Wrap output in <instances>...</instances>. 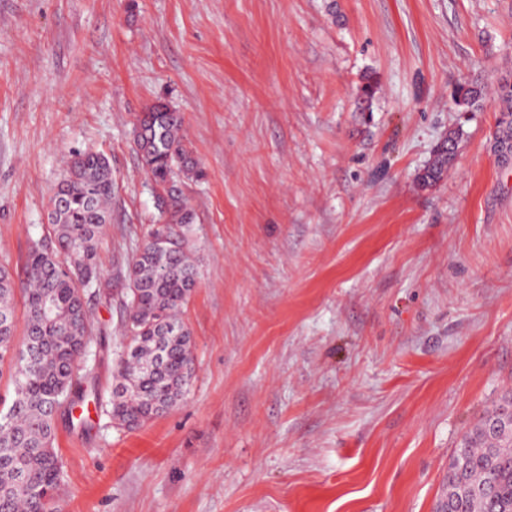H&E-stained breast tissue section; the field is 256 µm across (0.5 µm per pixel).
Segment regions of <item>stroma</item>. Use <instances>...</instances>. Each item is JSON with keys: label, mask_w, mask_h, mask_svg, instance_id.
I'll use <instances>...</instances> for the list:
<instances>
[{"label": "stroma", "mask_w": 512, "mask_h": 512, "mask_svg": "<svg viewBox=\"0 0 512 512\" xmlns=\"http://www.w3.org/2000/svg\"><path fill=\"white\" fill-rule=\"evenodd\" d=\"M508 70L512 0H0V263L24 265L72 154L112 163L100 396L155 215L134 114L183 112L203 171L189 390L134 431L59 415V512H436L461 435L512 390V170L496 101H452ZM486 96L485 87L477 83H461L454 91L453 100L461 112L473 111L481 106ZM462 136L463 131L461 129L448 132V138L438 146L433 160L420 176V184L422 187L434 186L454 165ZM450 149H452V151Z\"/></svg>", "instance_id": "1"}]
</instances>
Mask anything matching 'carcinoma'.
<instances>
[{
  "mask_svg": "<svg viewBox=\"0 0 512 512\" xmlns=\"http://www.w3.org/2000/svg\"><path fill=\"white\" fill-rule=\"evenodd\" d=\"M499 118L492 149L512 145V71L496 90ZM485 87L461 83L453 100L461 112L481 106ZM154 103L136 115L137 156L156 190L158 220L126 271L122 335L115 384L107 402L112 423L127 430L174 408L190 383L193 339L181 313L198 278L185 241L194 222L181 189L202 176L185 135L183 113ZM463 131L448 132L420 176L434 186L454 165ZM112 165L99 153L77 152L50 198L42 238L28 252L24 276L0 266V378L9 374L10 402L0 399V512H54L61 479L55 448L59 412L95 393L92 368L83 362L92 323L88 286L102 265L99 245L112 218ZM22 300L26 336L15 343L16 304ZM512 405V393L486 411L461 437L438 508L452 512H512V426L490 424ZM465 463L463 474L457 464Z\"/></svg>",
  "mask_w": 512,
  "mask_h": 512,
  "instance_id": "1",
  "label": "carcinoma"
}]
</instances>
